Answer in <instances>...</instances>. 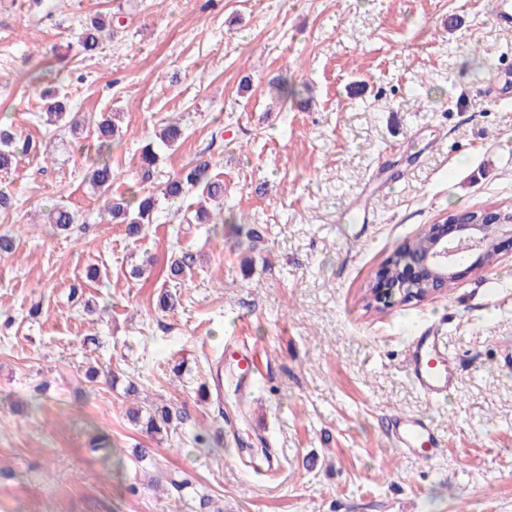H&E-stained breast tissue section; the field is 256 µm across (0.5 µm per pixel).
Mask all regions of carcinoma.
<instances>
[{
	"label": "carcinoma",
	"mask_w": 512,
	"mask_h": 512,
	"mask_svg": "<svg viewBox=\"0 0 512 512\" xmlns=\"http://www.w3.org/2000/svg\"><path fill=\"white\" fill-rule=\"evenodd\" d=\"M107 24L94 19L80 36V45L86 52L96 50L100 43L102 32ZM47 122L52 125H63L75 133L78 130L77 121L65 111L63 102L56 100L46 103ZM96 159L88 167L85 178L95 193L107 192L112 188V182L117 176L112 160L107 156L112 140L118 137V129L111 116H101L95 124ZM33 143L23 133L13 126L0 125V170L10 169L18 156L30 152ZM158 161L155 148L145 146L141 156V181L147 183L153 177V167ZM161 196L167 199H180L186 202V210L195 212L194 220L198 224L206 222L209 216L204 203L217 202L224 197V184L212 175L211 164L200 159L182 168L163 189ZM158 195L140 189L131 191L130 197L119 196L109 198L105 212L111 222L125 225V234L131 239H139L148 231L153 223L154 212L158 209ZM47 222L57 229L67 232L75 223V214L68 206L58 203L47 214ZM194 262L189 254H183L171 261L169 278L178 282L182 280L185 269ZM128 420L144 430L152 437L164 436L174 427V421L183 420V416L175 414L167 406H136L127 411Z\"/></svg>",
	"instance_id": "cac0c4a2"
}]
</instances>
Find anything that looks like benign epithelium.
Returning a JSON list of instances; mask_svg holds the SVG:
<instances>
[{
    "instance_id": "7a95c632",
    "label": "benign epithelium",
    "mask_w": 512,
    "mask_h": 512,
    "mask_svg": "<svg viewBox=\"0 0 512 512\" xmlns=\"http://www.w3.org/2000/svg\"><path fill=\"white\" fill-rule=\"evenodd\" d=\"M421 236L426 241L425 248L411 253L396 273H391L389 266H382L380 287L371 295L378 310L384 309L386 298L396 294L407 302H420L448 292V284L460 276V265L452 260L451 244L467 247L483 268L494 267L503 246L512 243V212L498 207L479 214L465 210L448 224L425 225ZM423 284L428 288L421 295L417 286Z\"/></svg>"
}]
</instances>
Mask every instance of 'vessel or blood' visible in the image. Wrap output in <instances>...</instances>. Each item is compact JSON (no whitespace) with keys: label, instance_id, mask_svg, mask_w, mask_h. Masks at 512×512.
Here are the masks:
<instances>
[{"label":"vessel or blood","instance_id":"vessel-or-blood-1","mask_svg":"<svg viewBox=\"0 0 512 512\" xmlns=\"http://www.w3.org/2000/svg\"><path fill=\"white\" fill-rule=\"evenodd\" d=\"M492 101L512 99V69H498L487 87ZM448 356L446 339L437 329L429 328L414 337L405 361L406 373L414 385L431 401L437 402L453 384V375L445 360ZM226 359L235 363L239 388L250 393L253 380L261 371L257 354L245 343L243 337H233L226 346ZM393 442L401 453L431 459L442 446L440 434L431 423L417 416L397 415L393 418Z\"/></svg>","mask_w":512,"mask_h":512}]
</instances>
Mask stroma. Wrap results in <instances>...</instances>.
I'll return each instance as SVG.
<instances>
[{"instance_id":"stroma-1","label":"stroma","mask_w":512,"mask_h":512,"mask_svg":"<svg viewBox=\"0 0 512 512\" xmlns=\"http://www.w3.org/2000/svg\"><path fill=\"white\" fill-rule=\"evenodd\" d=\"M496 4L0 0V119L41 144L0 172L14 201L0 234L20 236L0 256V512H199L203 495L212 512H512V250L423 302L361 299L424 225L512 203V101L483 95V60L512 65ZM115 17L84 53L83 25ZM276 75L301 97L271 89ZM49 88L83 118L80 145L46 123ZM106 112L125 128L112 196L139 188L142 147L176 121L154 184L209 160L241 229L187 223L177 200L136 241L102 221L84 176ZM60 201L77 215L66 234L41 218ZM183 253L180 303L160 311ZM240 320L254 395L227 369L201 398ZM434 324L456 377L441 402L403 370ZM137 398L187 419L147 436L126 417ZM397 414L432 420L442 453L400 454L384 429Z\"/></svg>"}]
</instances>
